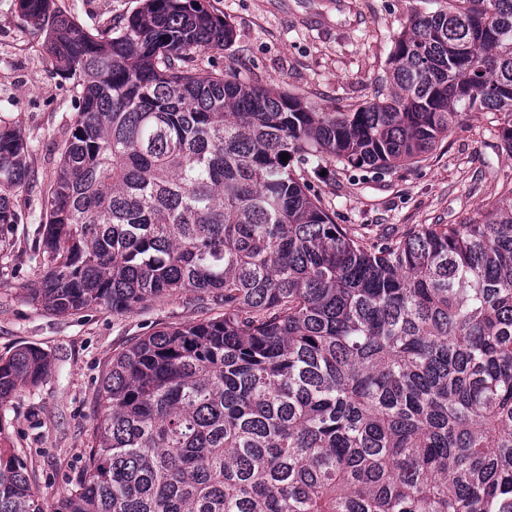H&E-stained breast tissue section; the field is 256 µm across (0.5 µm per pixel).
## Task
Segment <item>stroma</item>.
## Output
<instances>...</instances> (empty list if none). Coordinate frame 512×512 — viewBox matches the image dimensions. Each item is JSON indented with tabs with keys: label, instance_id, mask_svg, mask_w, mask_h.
<instances>
[{
	"label": "stroma",
	"instance_id": "stroma-1",
	"mask_svg": "<svg viewBox=\"0 0 512 512\" xmlns=\"http://www.w3.org/2000/svg\"><path fill=\"white\" fill-rule=\"evenodd\" d=\"M80 28L97 33L142 0H54ZM443 0H207L233 26L232 45L208 57L216 68L261 87L276 86L329 111L382 99L392 39L415 14ZM75 115L70 83L51 65L45 34L0 0V126L28 146L29 176L13 189L22 223L0 233V357L35 345L49 376L0 403V452L22 459L46 501L65 493L84 464L95 396L114 354L169 324L202 318L193 295L152 300L123 314L101 306L59 316L29 290L39 276L44 197ZM307 180L336 223L369 240L398 238L419 224H456L512 187V154L486 114L454 127L425 160L380 173L321 162Z\"/></svg>",
	"mask_w": 512,
	"mask_h": 512
}]
</instances>
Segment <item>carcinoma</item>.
<instances>
[{"mask_svg": "<svg viewBox=\"0 0 512 512\" xmlns=\"http://www.w3.org/2000/svg\"><path fill=\"white\" fill-rule=\"evenodd\" d=\"M18 4L76 109L33 300L122 314L194 294L222 313L112 356L52 508L0 454V512H512V188L375 244L303 169L415 161L473 112L512 153V0L414 17L389 95L352 112L200 68L234 29L198 0H144L95 34ZM27 154L0 126L1 225ZM49 372L35 345L0 358V402Z\"/></svg>", "mask_w": 512, "mask_h": 512, "instance_id": "cac0c4a2", "label": "carcinoma"}]
</instances>
